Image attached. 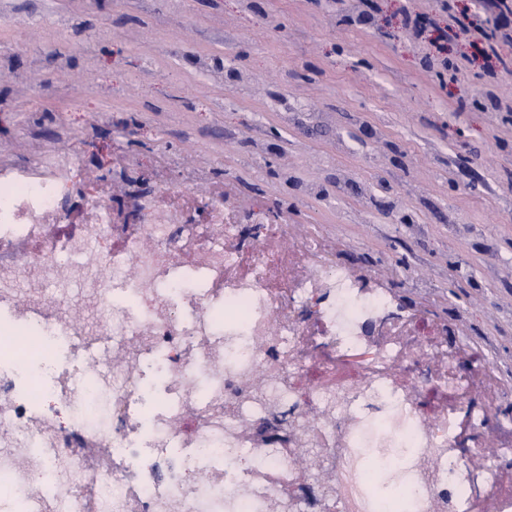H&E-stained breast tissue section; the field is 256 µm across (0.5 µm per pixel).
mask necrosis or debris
<instances>
[{
	"instance_id": "1",
	"label": "necrosis or debris",
	"mask_w": 512,
	"mask_h": 512,
	"mask_svg": "<svg viewBox=\"0 0 512 512\" xmlns=\"http://www.w3.org/2000/svg\"><path fill=\"white\" fill-rule=\"evenodd\" d=\"M73 168L0 167V512H386L380 484L408 512H512V442L471 461L512 435L477 398L490 366L395 320L320 236L244 238L223 201L116 224L101 194L68 223ZM39 337L86 374L19 386ZM94 440L110 466L82 465Z\"/></svg>"
}]
</instances>
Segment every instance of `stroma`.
<instances>
[{
	"label": "stroma",
	"instance_id": "1",
	"mask_svg": "<svg viewBox=\"0 0 512 512\" xmlns=\"http://www.w3.org/2000/svg\"><path fill=\"white\" fill-rule=\"evenodd\" d=\"M0 0V156L69 155L113 209L223 198L274 212L283 245L326 254L490 363L512 412V71L423 66L403 9L377 0ZM65 43H58V32ZM468 99L459 107V99Z\"/></svg>",
	"mask_w": 512,
	"mask_h": 512
}]
</instances>
